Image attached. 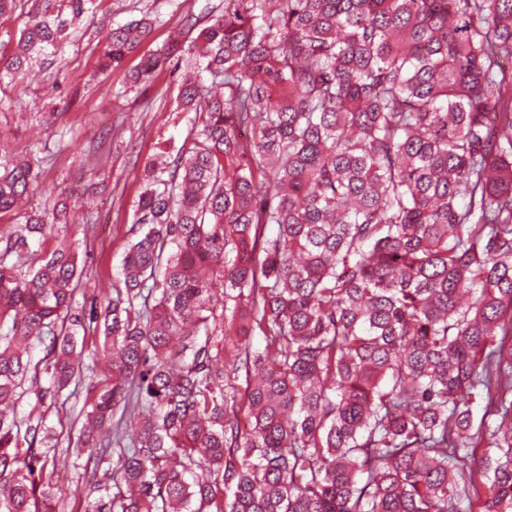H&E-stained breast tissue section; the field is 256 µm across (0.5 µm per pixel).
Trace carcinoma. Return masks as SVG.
Returning a JSON list of instances; mask_svg holds the SVG:
<instances>
[{
	"instance_id": "cac0c4a2",
	"label": "carcinoma",
	"mask_w": 512,
	"mask_h": 512,
	"mask_svg": "<svg viewBox=\"0 0 512 512\" xmlns=\"http://www.w3.org/2000/svg\"><path fill=\"white\" fill-rule=\"evenodd\" d=\"M29 2L0 80L100 0ZM176 29L115 89L194 60L104 313L72 312L67 203L0 249V512H56L47 412L89 322L112 385L75 454L106 424L115 448L84 512H512V0H224ZM37 179L0 152V211Z\"/></svg>"
}]
</instances>
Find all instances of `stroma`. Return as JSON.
<instances>
[{
    "label": "stroma",
    "mask_w": 512,
    "mask_h": 512,
    "mask_svg": "<svg viewBox=\"0 0 512 512\" xmlns=\"http://www.w3.org/2000/svg\"><path fill=\"white\" fill-rule=\"evenodd\" d=\"M102 8L112 22L125 23L148 13L157 22L138 54L125 68L99 72L97 59L107 40L101 24L86 27L81 40L68 44L58 68L41 72L38 81L23 78L0 86V144L23 154L44 157L56 142V133H75L76 146L45 159L33 194L18 207L0 213V248L13 225L24 216L42 210L62 192L82 193L84 205L70 209L68 234L80 243L79 265L83 278L76 302L83 309L102 305L113 282L119 278L123 257L140 193L139 173L153 155L157 143L182 144L190 124L174 111L180 71L166 69L151 94L153 107L143 110L137 93L113 97L110 86L119 85L126 67L166 42L176 24L170 0H103ZM106 156L107 179L97 177L96 160ZM93 394L85 388L48 412V423L59 438L56 461L65 483L58 512H82L89 491L82 479V459L67 446L76 442L81 413L90 411Z\"/></svg>",
    "instance_id": "1"
}]
</instances>
